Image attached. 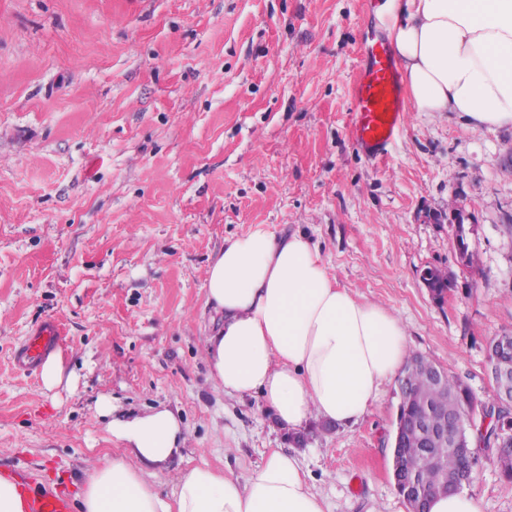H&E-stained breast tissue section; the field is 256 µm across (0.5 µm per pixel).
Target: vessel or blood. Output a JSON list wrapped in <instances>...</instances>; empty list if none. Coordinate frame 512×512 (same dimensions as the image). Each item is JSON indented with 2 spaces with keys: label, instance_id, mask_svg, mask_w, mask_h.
<instances>
[{
  "label": "vessel or blood",
  "instance_id": "obj_1",
  "mask_svg": "<svg viewBox=\"0 0 512 512\" xmlns=\"http://www.w3.org/2000/svg\"><path fill=\"white\" fill-rule=\"evenodd\" d=\"M349 135L366 158H385L403 126L401 74L388 40L368 34L362 48L359 72L351 85ZM62 334L54 321L40 323L14 352L16 367L34 375ZM25 512H71L66 495L41 488L24 490Z\"/></svg>",
  "mask_w": 512,
  "mask_h": 512
}]
</instances>
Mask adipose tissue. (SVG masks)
I'll list each match as a JSON object with an SVG mask.
<instances>
[{"label": "adipose tissue", "instance_id": "adipose-tissue-1", "mask_svg": "<svg viewBox=\"0 0 512 512\" xmlns=\"http://www.w3.org/2000/svg\"><path fill=\"white\" fill-rule=\"evenodd\" d=\"M390 13L415 111L512 126V0H391ZM205 288L221 316L204 339L217 389L261 395L288 431L313 419L356 425L407 360L400 319L336 285L303 234L259 228L225 240ZM97 410L126 448L88 469L79 512H324L298 454L283 450L242 479L182 469L173 494L162 495L147 475L177 453V416L160 407L115 420L106 401Z\"/></svg>", "mask_w": 512, "mask_h": 512}]
</instances>
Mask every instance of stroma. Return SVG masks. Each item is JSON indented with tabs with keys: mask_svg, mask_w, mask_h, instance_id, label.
<instances>
[{
	"mask_svg": "<svg viewBox=\"0 0 512 512\" xmlns=\"http://www.w3.org/2000/svg\"><path fill=\"white\" fill-rule=\"evenodd\" d=\"M388 18L387 0H0V473L74 496L124 448L106 397L116 418L179 414L182 448L150 478L162 494L181 469L241 477L282 448L326 512H404L395 385L354 427L294 435L259 396L217 391L203 352L225 239L298 231L340 287L393 311L412 352L491 394L487 343L512 331V129L408 105L387 158L359 154L350 86ZM428 267L448 276L443 301ZM50 318L71 389L12 363ZM467 490L512 512L489 459Z\"/></svg>",
	"mask_w": 512,
	"mask_h": 512,
	"instance_id": "1",
	"label": "stroma"
}]
</instances>
